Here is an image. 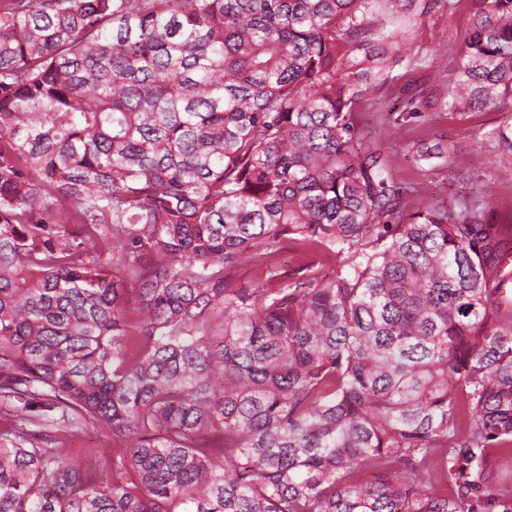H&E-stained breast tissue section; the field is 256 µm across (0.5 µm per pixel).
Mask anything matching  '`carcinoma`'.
<instances>
[{"label": "carcinoma", "instance_id": "cac0c4a2", "mask_svg": "<svg viewBox=\"0 0 512 512\" xmlns=\"http://www.w3.org/2000/svg\"><path fill=\"white\" fill-rule=\"evenodd\" d=\"M458 2L0 0V512H512L499 226L355 156L450 57L393 112L508 113L512 179V0L411 32ZM471 3L470 0H465L453 13L437 12L419 20L414 28L418 44L425 49H433L439 44L446 43L450 36L464 33L471 24ZM282 247L283 249L279 252L277 260L279 263H281V265H284L285 270L291 272L293 269L300 267L302 264L308 261H316L319 263V267L323 275H326L327 277L332 276V271L336 267L334 264V259H331L325 255L305 259L299 253L293 251L291 246L284 244ZM103 429L88 427L83 432L76 433L70 440L71 453L75 456L82 454L87 448L103 446Z\"/></svg>", "mask_w": 512, "mask_h": 512}]
</instances>
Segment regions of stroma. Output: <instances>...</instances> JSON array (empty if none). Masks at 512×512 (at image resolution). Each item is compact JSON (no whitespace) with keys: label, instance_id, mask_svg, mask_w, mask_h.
<instances>
[{"label":"stroma","instance_id":"35a3bbf8","mask_svg":"<svg viewBox=\"0 0 512 512\" xmlns=\"http://www.w3.org/2000/svg\"><path fill=\"white\" fill-rule=\"evenodd\" d=\"M472 13L470 0H462L453 13L426 16L415 26L418 43L426 49L446 43L450 36L469 28ZM358 118L362 131L359 153L377 149L388 155L391 175L399 182L415 185L420 202L434 201L443 194L464 195L477 214L499 224L506 242L512 244V182L497 179V158L481 141L484 132L501 122L502 113L472 112L459 117L427 112L410 122L397 123L370 98L362 104ZM420 141L455 146L457 162L441 170L416 163L410 148Z\"/></svg>","mask_w":512,"mask_h":512}]
</instances>
